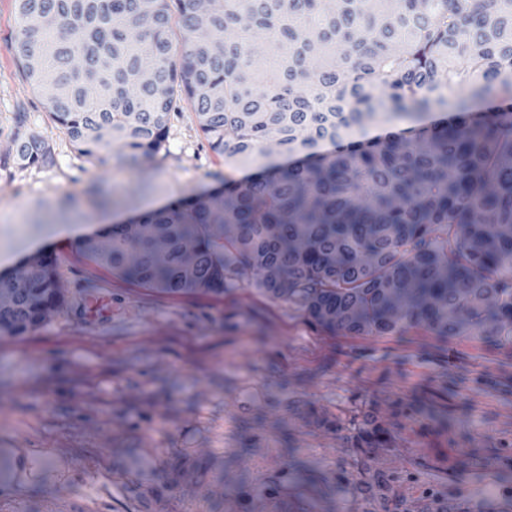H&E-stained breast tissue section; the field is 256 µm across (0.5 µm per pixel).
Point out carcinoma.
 <instances>
[{"label": "carcinoma", "instance_id": "obj_1", "mask_svg": "<svg viewBox=\"0 0 512 512\" xmlns=\"http://www.w3.org/2000/svg\"><path fill=\"white\" fill-rule=\"evenodd\" d=\"M17 51L45 108L87 158L116 143L145 175L185 96L211 149L256 173L138 214L168 245L123 224L83 242L94 264L171 294L253 286L307 321L353 336L420 326L436 336L512 343V0H215L209 36L196 0H16ZM193 35L170 39L172 10ZM42 61L32 67L34 59ZM465 88L453 99L448 93ZM392 129L367 138L372 127ZM22 167L53 164L18 112L8 133ZM296 161L264 163L270 142ZM146 179L101 196L136 210ZM65 219L71 199L47 207ZM196 269L181 271L183 245ZM57 259L22 287L32 303L1 336L59 312ZM356 447L388 444L370 407L352 417ZM129 495L148 510L206 462L179 452L129 456ZM374 497L393 476L364 466Z\"/></svg>", "mask_w": 512, "mask_h": 512}]
</instances>
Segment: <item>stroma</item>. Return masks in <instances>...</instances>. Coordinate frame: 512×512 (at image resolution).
<instances>
[{
	"label": "stroma",
	"mask_w": 512,
	"mask_h": 512,
	"mask_svg": "<svg viewBox=\"0 0 512 512\" xmlns=\"http://www.w3.org/2000/svg\"><path fill=\"white\" fill-rule=\"evenodd\" d=\"M15 0H0V158L13 113L48 141L52 167L0 170V274L28 255H54L63 308L21 337H0V458L35 459L37 473L0 483V512H141L113 465L128 448L208 454L218 479L185 487L157 512H242L240 484L262 489L288 475L287 512H381L358 496L346 433L318 426L377 403L393 445L376 467L395 474L397 512L457 486L481 512H507L512 486V346L444 340L421 328L400 336H343L313 325L241 278L221 293L168 295L89 262L81 240L126 220L93 208L84 189L112 190L135 168L117 145L81 156L45 109L18 61ZM139 207L158 209L249 176L200 131L188 101L172 114L165 147ZM78 200L69 224L32 232L33 207ZM108 291L112 313L88 324L82 299Z\"/></svg>",
	"instance_id": "stroma-1"
}]
</instances>
